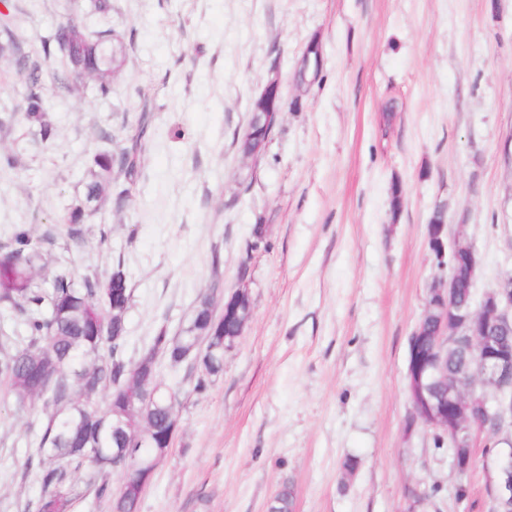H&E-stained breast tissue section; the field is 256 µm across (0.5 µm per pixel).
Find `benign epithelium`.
<instances>
[{
	"instance_id": "benign-epithelium-1",
	"label": "benign epithelium",
	"mask_w": 512,
	"mask_h": 512,
	"mask_svg": "<svg viewBox=\"0 0 512 512\" xmlns=\"http://www.w3.org/2000/svg\"><path fill=\"white\" fill-rule=\"evenodd\" d=\"M320 66L319 44L307 46L298 74L301 82L316 79ZM255 107L242 140L255 147L254 154L262 152L271 137L280 112L284 109L280 80L273 76L254 98ZM429 242L436 248L435 255L441 262L440 269L448 276L433 279L429 288L424 315L437 322V331L428 336L417 327L410 336L411 343L427 347L428 356L409 365L412 386V424L440 427L450 437L452 448H472L473 432L499 436L511 428L512 386L503 377L512 376V344L497 336L501 328H512V276L501 285L487 292L476 308H462L456 303L457 275L466 274L474 282L478 267L475 250L461 237L448 239L446 225H428ZM246 290H236L224 300L220 318L233 316L244 329L251 318L242 307ZM464 336L468 340L471 365L467 371L448 378V336ZM451 382L450 395L436 393L440 382ZM495 389L488 397L476 392L475 387ZM504 447L490 457L493 477L490 493L499 505L500 512H512V435L502 438Z\"/></svg>"
}]
</instances>
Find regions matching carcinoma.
I'll return each instance as SVG.
<instances>
[{
    "label": "carcinoma",
    "mask_w": 512,
    "mask_h": 512,
    "mask_svg": "<svg viewBox=\"0 0 512 512\" xmlns=\"http://www.w3.org/2000/svg\"><path fill=\"white\" fill-rule=\"evenodd\" d=\"M3 33L0 59L16 72L27 73L25 118L46 141L51 125L41 64L31 60L23 41L6 22ZM75 39L82 42V51L64 55L65 72L80 68L96 79L101 93H110V74L119 66L125 47L112 42L108 31L93 38L80 30L59 28L52 40L43 42L44 57L50 56V43L61 49ZM148 126V116L141 115L134 134L126 138L129 145L96 156L83 198L68 208L62 220L60 232L66 242H85V219L99 209L113 173L124 175L128 183L116 195V203L128 196ZM53 240L51 230L38 237L22 225L9 243L0 245V313L19 320L25 332L8 336L0 329V387L13 398L16 412L27 414L31 404L39 401L44 414L43 419L29 422L35 432V451L28 460H37L40 485L34 512H46L51 506L56 512H72L82 496L78 475L90 465L98 467L97 497L111 500L113 512H138L141 493L132 484L130 471L123 473L116 488L108 475L112 465L123 462L130 452L138 453L137 460L144 462L163 456L170 446L168 433L178 420L180 387L162 382L158 360L178 364L188 359L189 351L200 353L201 374L193 391L202 394L211 377L223 372L224 337L237 335V329L229 322L206 338L213 311L210 298L204 296L177 335L160 330L139 358L130 361L124 356L125 311L132 289L124 270L118 266L102 280L86 276L79 282L70 272L60 271L44 286L38 282L43 244ZM469 364L467 347L448 352V376L467 370ZM99 392L107 396L103 407L93 401ZM292 506V490L284 484L270 510L292 512Z\"/></svg>",
    "instance_id": "carcinoma-1"
}]
</instances>
